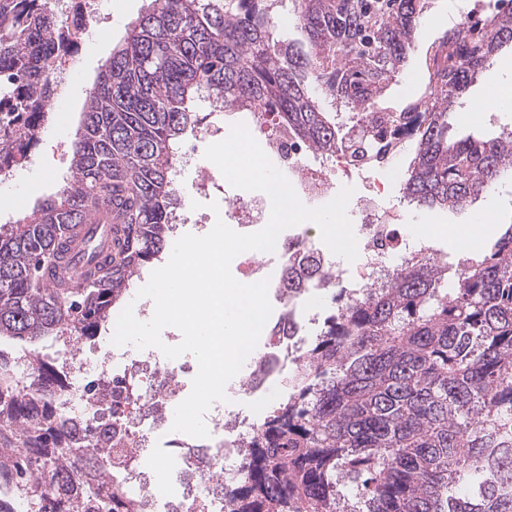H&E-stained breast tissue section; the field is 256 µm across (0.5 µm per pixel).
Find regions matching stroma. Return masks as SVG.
Instances as JSON below:
<instances>
[{"mask_svg":"<svg viewBox=\"0 0 512 512\" xmlns=\"http://www.w3.org/2000/svg\"><path fill=\"white\" fill-rule=\"evenodd\" d=\"M146 6L145 0H109L112 12L110 24L102 26L97 33L99 44L115 46L124 37L127 24L134 20ZM448 13V0H428L424 20L416 33L414 50L408 64L395 82L385 92L384 99L391 106L401 107L419 97L428 83L426 59L433 47L447 32L441 19ZM100 69L99 64L80 59L75 66L66 101L57 103L56 112L49 128L44 131L38 144L30 152L31 168L17 182L0 184V225L11 224L22 215L31 212L34 206L48 196L54 195L66 178L71 175L70 143L80 121L85 99ZM450 137H491L503 128L512 127V112L496 110L462 114L454 112L449 118ZM337 187H351L353 201L347 206V215L352 224H359L360 214L355 202L369 194L371 179L384 180L388 194L382 198L384 207L396 209L405 230H413L418 224L452 223L467 226L479 213L494 208L496 224H512V203L503 196L481 197L463 210L422 211L409 205L402 197L401 183L387 179L385 172L378 174L347 173L335 170Z\"/></svg>","mask_w":512,"mask_h":512,"instance_id":"35a3bbf8","label":"stroma"}]
</instances>
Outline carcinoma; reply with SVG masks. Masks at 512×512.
<instances>
[{
  "label": "carcinoma",
  "mask_w": 512,
  "mask_h": 512,
  "mask_svg": "<svg viewBox=\"0 0 512 512\" xmlns=\"http://www.w3.org/2000/svg\"><path fill=\"white\" fill-rule=\"evenodd\" d=\"M275 0H151L101 66L71 141L72 179L0 230V339L25 343L30 378L0 354V512H137L112 479V430L96 413L61 412L64 367L34 347L97 335L134 278L170 247L179 206L175 146L197 123L203 91L224 108L277 113L325 159L346 148L337 113L384 112L414 143L403 198L461 209L512 176V131L448 138V116L512 39V0L490 28L460 20L427 63L428 84L394 108L426 0H293L307 44L275 37ZM51 0H0V173L40 140L52 90ZM102 209L122 238L104 260L51 288L74 228ZM309 245L281 269L289 307L324 290ZM336 302L299 355L288 401L268 416L239 466L234 512H512V224L475 258L409 255L374 288ZM102 450L90 451L92 444Z\"/></svg>",
  "instance_id": "obj_1"
}]
</instances>
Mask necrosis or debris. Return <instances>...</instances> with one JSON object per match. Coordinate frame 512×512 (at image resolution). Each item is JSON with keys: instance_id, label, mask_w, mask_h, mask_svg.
<instances>
[{"instance_id": "necrosis-or-debris-1", "label": "necrosis or debris", "mask_w": 512, "mask_h": 512, "mask_svg": "<svg viewBox=\"0 0 512 512\" xmlns=\"http://www.w3.org/2000/svg\"><path fill=\"white\" fill-rule=\"evenodd\" d=\"M90 2L91 16L82 20L74 14L75 0H55L54 14L60 27L77 29L85 41L92 39L102 24L112 19L107 0ZM253 118L250 133L264 140L266 147L283 159L285 176L304 206L316 207L335 195L333 168L311 166L306 148L293 143L287 132L279 128L272 113L257 112ZM360 213L362 262L353 275L339 277L340 285L356 289L367 287L413 248L432 254L431 236L421 234L414 238L399 231L398 212L382 207L379 196L366 199ZM263 332L266 353L248 355L244 366L250 371L249 377H233L226 385V394L230 397L245 394L267 406L282 401L280 377L289 366L295 365L301 339L283 333L275 319L266 322ZM111 360L114 377L122 390L121 404L114 409V419L124 424L133 441L155 434L168 448L169 459L179 461L183 473L179 487L172 492L162 482L150 481L138 460H131L119 475L128 495L141 500L143 512H229L230 499L224 494L223 483L204 486L196 476L204 471H223L225 461H241L246 433L240 432L237 425L225 422V407L220 402L214 403L208 411V437L194 438L171 429L177 405L188 396L187 381L198 371L197 362L188 358L180 363L178 371L185 381L174 387L168 381L171 371L168 363L155 351L135 356L115 354ZM96 369L95 353L79 350L68 356V381L62 408L70 420L80 421L97 408V400L86 383Z\"/></svg>"}]
</instances>
